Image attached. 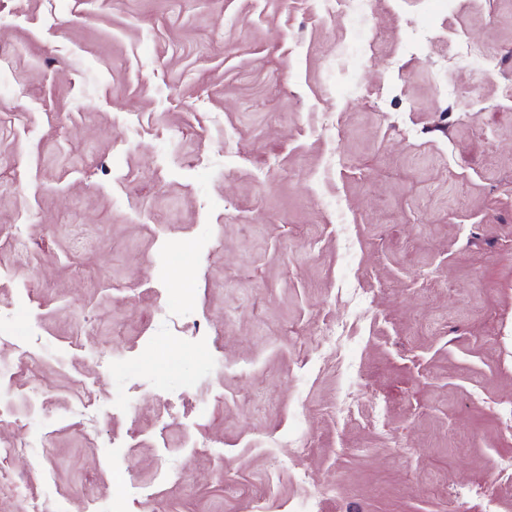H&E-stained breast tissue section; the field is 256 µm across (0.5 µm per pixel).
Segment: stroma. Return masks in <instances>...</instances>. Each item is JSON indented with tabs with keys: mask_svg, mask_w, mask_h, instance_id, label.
I'll list each match as a JSON object with an SVG mask.
<instances>
[{
	"mask_svg": "<svg viewBox=\"0 0 512 512\" xmlns=\"http://www.w3.org/2000/svg\"><path fill=\"white\" fill-rule=\"evenodd\" d=\"M0 45V448L50 450L0 512H512V0H0ZM456 55L460 60L470 57H479L485 62L487 66V72L491 73L495 69L494 55L482 43H473L468 41L462 42L459 44Z\"/></svg>",
	"mask_w": 512,
	"mask_h": 512,
	"instance_id": "35a3bbf8",
	"label": "stroma"
}]
</instances>
